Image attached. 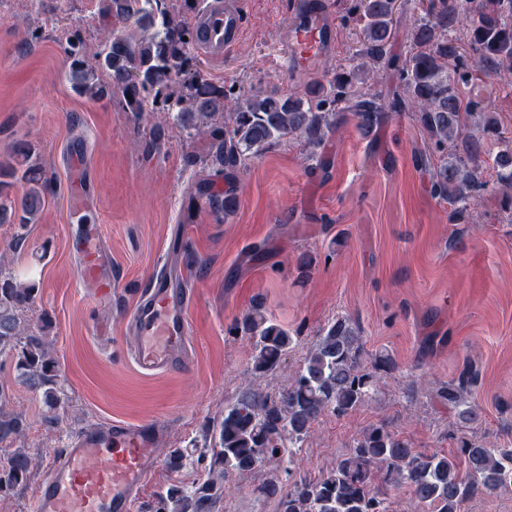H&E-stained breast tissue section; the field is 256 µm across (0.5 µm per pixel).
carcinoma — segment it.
Here are the masks:
<instances>
[{
  "label": "carcinoma",
  "mask_w": 512,
  "mask_h": 512,
  "mask_svg": "<svg viewBox=\"0 0 512 512\" xmlns=\"http://www.w3.org/2000/svg\"><path fill=\"white\" fill-rule=\"evenodd\" d=\"M424 14L404 27L407 53L398 73L402 93L388 104L361 91L373 69L386 61L393 32L391 0H354L350 17L361 25L363 39L357 63L341 66L326 81L314 80L303 91L288 95L254 93L246 98L207 82L189 61L194 29L176 14L172 0H112V14L122 25L94 52V63L85 60L86 50L76 37H66L70 59L67 80L75 92L90 99L121 98L125 111L138 116L163 97L167 111L177 120L208 135L213 164L228 176L236 174L252 158L273 143L299 136L313 147L321 145L350 113L357 127L369 135L394 112L409 111L446 161L432 175L435 196L456 202L462 214L486 182L482 179L483 141L464 134L463 120L477 118L485 133L504 134L496 113L466 94L473 84V70L462 63L457 28L466 30L477 54L478 72L489 79H512V0H425ZM103 72L107 81L99 79ZM227 114L224 129L211 127L213 117ZM0 161V223L21 211L29 222L39 212L46 180L30 162ZM494 163L497 182L512 195V142L499 150ZM21 175L29 188L20 203L8 201L5 178ZM211 208L226 214L234 211V192H210ZM33 289L17 282L0 284V353L12 354L19 377L43 391L56 408L59 402L57 360L46 337L22 323L19 310L33 299ZM233 330L253 342V370L276 373L294 341L283 325L270 319L260 303L253 304L234 323ZM363 343L348 317H338L323 329L303 365L275 392L248 387L224 410L219 425L207 433L213 442L210 453L198 461L207 479L191 487L181 482L145 503L141 512H215L226 493L229 472L250 473L264 464L288 456V466L275 469L257 487L258 497L273 501L276 512H390L388 491L406 488L418 512H463L464 503L477 496L512 488V448L488 447L462 438L453 455L414 448L401 432L384 425L363 430L337 457L334 466L320 477L293 478L294 448L311 433L318 419L331 413L344 416L374 394L381 377L362 364ZM477 375L464 368L457 381L437 390V398L463 421L475 423L482 409L466 398ZM4 387L0 385V443L17 435L22 419L4 411ZM188 455L180 448L166 454L169 469L179 472ZM33 459L16 448L0 463V500L13 495L29 481Z\"/></svg>",
  "instance_id": "cac0c4a2"
}]
</instances>
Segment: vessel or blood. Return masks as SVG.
Returning a JSON list of instances; mask_svg holds the SVG:
<instances>
[{
    "label": "vessel or blood",
    "mask_w": 512,
    "mask_h": 512,
    "mask_svg": "<svg viewBox=\"0 0 512 512\" xmlns=\"http://www.w3.org/2000/svg\"><path fill=\"white\" fill-rule=\"evenodd\" d=\"M195 32L196 49L220 58L238 42L242 18L231 0H206ZM334 37L323 11L303 9L287 35L290 62L300 70L310 68L332 46ZM80 257L82 281L101 294L111 293L112 283L102 275L105 254L93 233L84 236ZM194 302L191 288L175 286L163 273L140 295L127 326L133 336V359L143 372L182 367ZM157 463L151 426L115 422L85 431L53 453L32 512H134Z\"/></svg>",
    "instance_id": "b4317fda"
}]
</instances>
